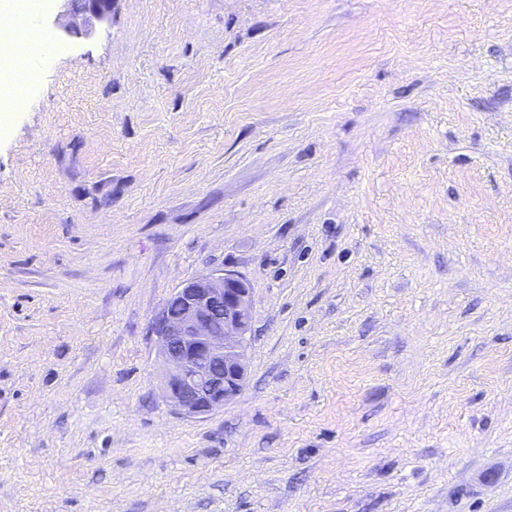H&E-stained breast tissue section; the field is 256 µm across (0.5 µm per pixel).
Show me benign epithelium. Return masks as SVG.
I'll return each instance as SVG.
<instances>
[{"instance_id": "obj_1", "label": "benign epithelium", "mask_w": 512, "mask_h": 512, "mask_svg": "<svg viewBox=\"0 0 512 512\" xmlns=\"http://www.w3.org/2000/svg\"><path fill=\"white\" fill-rule=\"evenodd\" d=\"M112 11V0H59L56 20L70 33ZM251 283L232 271L177 288L151 324L164 366L165 400L195 418L224 407L247 379L244 342L251 325Z\"/></svg>"}]
</instances>
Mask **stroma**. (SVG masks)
Here are the masks:
<instances>
[{"instance_id":"obj_1","label":"stroma","mask_w":512,"mask_h":512,"mask_svg":"<svg viewBox=\"0 0 512 512\" xmlns=\"http://www.w3.org/2000/svg\"><path fill=\"white\" fill-rule=\"evenodd\" d=\"M0 126V512H512V0H113ZM253 286L197 418L150 326Z\"/></svg>"}]
</instances>
